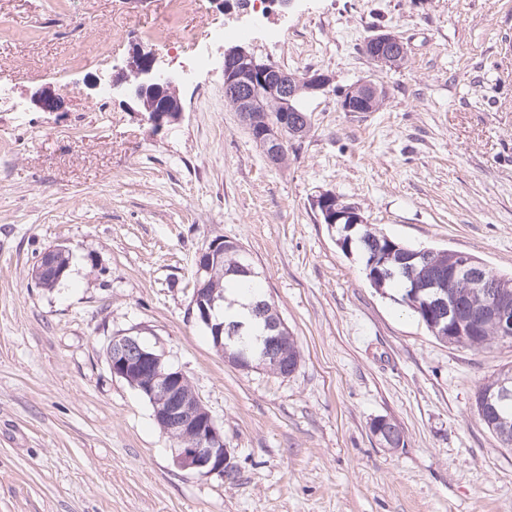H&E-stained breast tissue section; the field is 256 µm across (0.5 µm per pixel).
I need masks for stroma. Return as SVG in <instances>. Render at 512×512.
<instances>
[{
	"label": "stroma",
	"instance_id": "1",
	"mask_svg": "<svg viewBox=\"0 0 512 512\" xmlns=\"http://www.w3.org/2000/svg\"><path fill=\"white\" fill-rule=\"evenodd\" d=\"M266 16L284 39L210 45L209 30L245 22L236 0H0V512H512V448L473 406L512 343L436 340L398 290L369 286L313 206L334 193L400 242L512 274V0H268ZM380 30L405 44L400 67L361 53ZM239 44L331 78L286 165L224 99ZM136 48L181 73L210 53L180 83L178 122L154 128L91 90ZM368 78L384 106L341 111L339 91ZM42 87L59 111L32 104ZM216 239L249 254L296 337L288 377L239 370L188 320L196 256ZM58 244L69 270L47 290L29 272ZM126 332L223 426L231 477L174 464L148 399L110 371L108 341ZM380 417L404 447L372 435Z\"/></svg>",
	"mask_w": 512,
	"mask_h": 512
}]
</instances>
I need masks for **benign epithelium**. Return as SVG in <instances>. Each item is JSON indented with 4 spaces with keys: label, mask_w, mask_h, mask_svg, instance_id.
I'll use <instances>...</instances> for the list:
<instances>
[{
    "label": "benign epithelium",
    "mask_w": 512,
    "mask_h": 512,
    "mask_svg": "<svg viewBox=\"0 0 512 512\" xmlns=\"http://www.w3.org/2000/svg\"><path fill=\"white\" fill-rule=\"evenodd\" d=\"M369 51L374 54L375 62L382 66H391L405 55L401 40L389 32H380L369 40ZM239 67L243 73H257L260 77L274 73L278 82L266 84L270 93H280L293 98L296 86L317 95L326 91L330 79L324 74H308L301 80H293L286 72L278 71L271 63L262 62L241 47H234L224 52V73L233 67ZM133 79L124 73L101 84H93L95 89H106L108 94L118 90L135 105L148 94H160L164 97L161 107L147 111L148 120L157 129L171 124L182 115L183 107L178 96L177 76L157 65L153 51L137 50L129 61ZM32 102L44 112H56L62 99L57 94L42 88L34 92ZM254 102L247 98L241 109L242 119L248 125H257L262 130V137L271 152L279 154L288 143V138L298 137L307 129V125L296 124L285 127L279 122L261 119L253 114ZM331 224L341 220L348 224L364 223L358 207H336V214H326ZM224 252V241L211 242L198 253L196 260L197 275L212 270L213 258ZM68 253L67 247L55 245L42 253L31 269V278L43 288L51 289L62 279L66 267L60 265V259ZM470 288L475 291L477 300L468 302L464 297L445 293L448 288ZM426 293L430 300L429 320L431 325L439 326L448 322V334L478 332L487 321L495 323L499 336L504 340L512 339V293L497 287L496 281L488 276L485 263L473 255L451 251L448 253V270L441 274L440 280L429 283L425 288L416 289ZM217 298L208 293L201 279L196 285L188 307V315L199 323H204L213 331V345L226 356L231 349V342L243 329V325L224 335V325L213 322ZM280 325L264 327L266 335L256 337L251 349L261 360L280 363L286 360L283 337L276 334ZM108 364L112 376L128 383L149 399L153 408V418L160 430L176 440L173 448V461L183 470H188L202 477H227L232 474L234 465L231 452L224 444V429L213 418L210 411L194 393L184 390L187 381L185 374L170 365L165 356L144 340L131 333L115 335L108 345ZM512 399V376L507 374L498 384L497 390H488L475 394L474 402L478 404L481 416H495L496 405Z\"/></svg>",
    "instance_id": "benign-epithelium-1"
}]
</instances>
